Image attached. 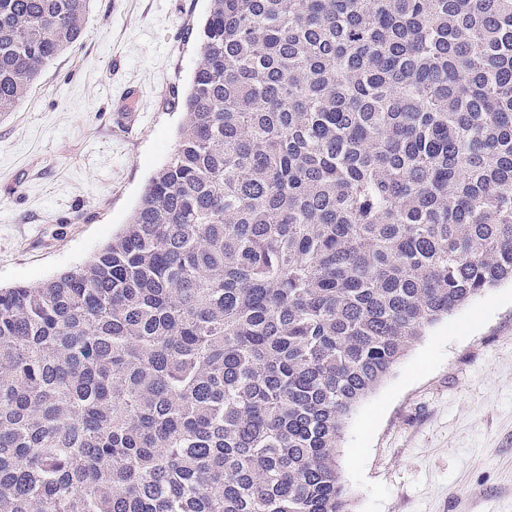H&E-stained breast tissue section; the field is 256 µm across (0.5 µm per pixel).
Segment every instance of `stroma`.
Returning a JSON list of instances; mask_svg holds the SVG:
<instances>
[{"instance_id":"stroma-1","label":"stroma","mask_w":512,"mask_h":512,"mask_svg":"<svg viewBox=\"0 0 512 512\" xmlns=\"http://www.w3.org/2000/svg\"><path fill=\"white\" fill-rule=\"evenodd\" d=\"M208 6L94 0L81 39L0 117V288L85 264L127 224L176 144ZM338 464L350 512H512L511 283L414 343L350 414Z\"/></svg>"}]
</instances>
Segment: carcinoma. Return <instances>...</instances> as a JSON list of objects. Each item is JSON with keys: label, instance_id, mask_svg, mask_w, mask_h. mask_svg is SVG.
Returning <instances> with one entry per match:
<instances>
[{"label": "carcinoma", "instance_id": "obj_1", "mask_svg": "<svg viewBox=\"0 0 512 512\" xmlns=\"http://www.w3.org/2000/svg\"><path fill=\"white\" fill-rule=\"evenodd\" d=\"M92 0H0V114ZM168 161L0 288V512H349L354 407L512 282V0H209Z\"/></svg>", "mask_w": 512, "mask_h": 512}]
</instances>
